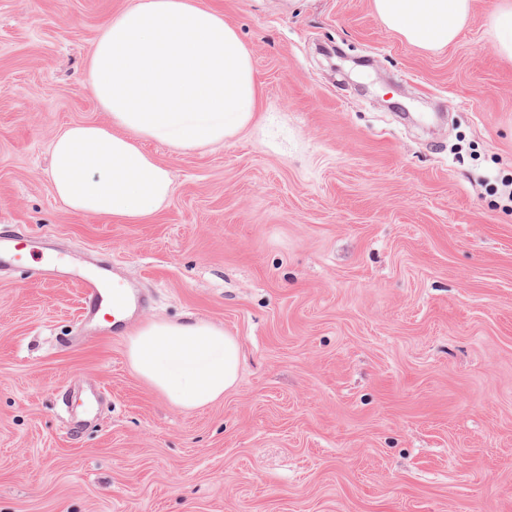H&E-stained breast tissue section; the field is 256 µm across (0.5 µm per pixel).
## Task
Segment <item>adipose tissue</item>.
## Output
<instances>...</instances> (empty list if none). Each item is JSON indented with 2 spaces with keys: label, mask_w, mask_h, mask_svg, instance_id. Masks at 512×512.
I'll use <instances>...</instances> for the list:
<instances>
[{
  "label": "adipose tissue",
  "mask_w": 512,
  "mask_h": 512,
  "mask_svg": "<svg viewBox=\"0 0 512 512\" xmlns=\"http://www.w3.org/2000/svg\"><path fill=\"white\" fill-rule=\"evenodd\" d=\"M475 0H371L375 17L407 44L437 52L454 43ZM108 124H74L51 144L50 181L79 215L138 224L172 191V171L140 147L177 153L224 144L255 120L252 57L236 28L202 0H133L101 27L87 66ZM133 371L186 410L238 383L239 345L195 316L149 321L126 339Z\"/></svg>",
  "instance_id": "obj_1"
}]
</instances>
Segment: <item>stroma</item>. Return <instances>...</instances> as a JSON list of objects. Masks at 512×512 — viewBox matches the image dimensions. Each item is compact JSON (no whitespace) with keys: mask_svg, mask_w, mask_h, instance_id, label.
<instances>
[{"mask_svg":"<svg viewBox=\"0 0 512 512\" xmlns=\"http://www.w3.org/2000/svg\"><path fill=\"white\" fill-rule=\"evenodd\" d=\"M129 0H0V512H512V63L476 0L432 54L370 0H208L258 86L252 126L175 153L139 224L72 213L49 146L107 123L86 81ZM55 273L37 275L46 257ZM150 294L82 317L80 278ZM198 316L237 388L185 411L131 328ZM27 255V245L21 239L0 236V261L15 265L22 262Z\"/></svg>","mask_w":512,"mask_h":512,"instance_id":"stroma-1","label":"stroma"}]
</instances>
